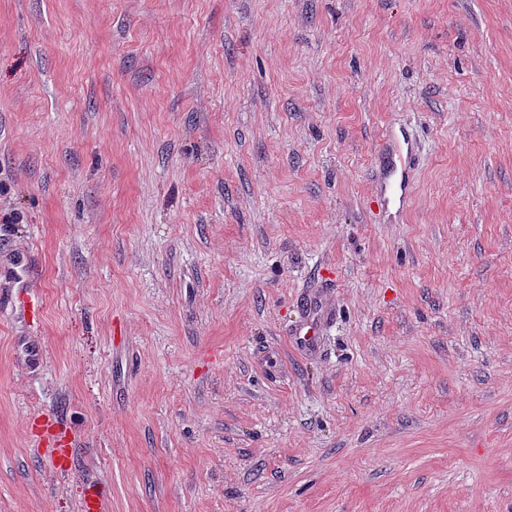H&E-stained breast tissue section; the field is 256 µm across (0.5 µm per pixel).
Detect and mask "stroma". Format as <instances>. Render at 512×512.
I'll return each instance as SVG.
<instances>
[{"label": "stroma", "mask_w": 512, "mask_h": 512, "mask_svg": "<svg viewBox=\"0 0 512 512\" xmlns=\"http://www.w3.org/2000/svg\"><path fill=\"white\" fill-rule=\"evenodd\" d=\"M15 254L0 512H512V0H0ZM379 171L377 180L387 208L404 212L410 203L418 154L413 143L407 140L405 153L396 146L395 138L377 155Z\"/></svg>", "instance_id": "1"}]
</instances>
